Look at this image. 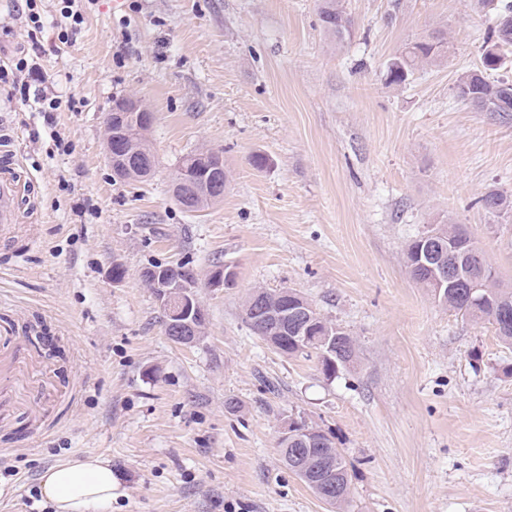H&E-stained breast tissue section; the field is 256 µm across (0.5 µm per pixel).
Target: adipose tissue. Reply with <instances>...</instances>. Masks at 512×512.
<instances>
[{"instance_id":"ef3b65f1","label":"adipose tissue","mask_w":512,"mask_h":512,"mask_svg":"<svg viewBox=\"0 0 512 512\" xmlns=\"http://www.w3.org/2000/svg\"><path fill=\"white\" fill-rule=\"evenodd\" d=\"M112 475L109 460L76 459L47 469L40 493L53 512H97L112 502Z\"/></svg>"}]
</instances>
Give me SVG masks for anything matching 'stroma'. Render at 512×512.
<instances>
[{"mask_svg":"<svg viewBox=\"0 0 512 512\" xmlns=\"http://www.w3.org/2000/svg\"><path fill=\"white\" fill-rule=\"evenodd\" d=\"M344 46L316 0H98L71 44L30 36L0 0V66L35 63L78 111L54 125L0 84V164L13 159L17 224L0 244V512H27L41 474L100 456L108 512H328L283 464L302 418L345 456V512H512V347L415 285L404 248L430 225H465L512 288V118L455 96L481 65L476 0H344ZM441 34L448 52L402 85L387 66ZM130 94L155 119L144 182L116 179L104 123ZM60 133L69 151L57 149ZM219 151L224 198L187 213L170 192L190 151ZM261 154L263 168L251 159ZM193 271L199 341L174 343L142 273ZM231 266L232 285L214 283ZM300 291L355 340L328 378L254 336L255 288ZM241 404L230 412L228 400ZM481 205L485 210L494 208L497 214L511 215L512 213V195H507L496 189L488 190L480 199Z\"/></svg>","mask_w":512,"mask_h":512,"instance_id":"35a3bbf8","label":"stroma"}]
</instances>
